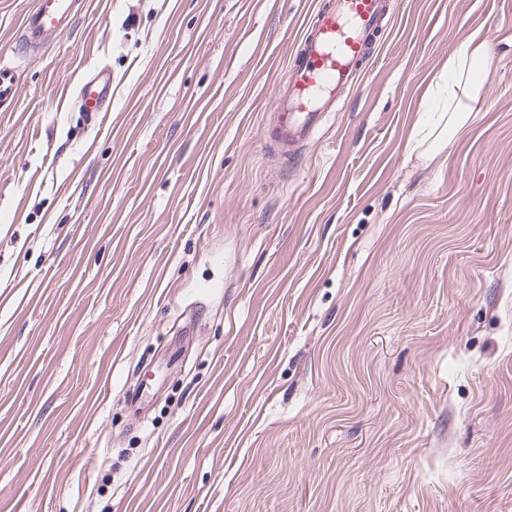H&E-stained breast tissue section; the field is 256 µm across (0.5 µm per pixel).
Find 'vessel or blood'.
Instances as JSON below:
<instances>
[{
    "instance_id": "b4317fda",
    "label": "vessel or blood",
    "mask_w": 512,
    "mask_h": 512,
    "mask_svg": "<svg viewBox=\"0 0 512 512\" xmlns=\"http://www.w3.org/2000/svg\"><path fill=\"white\" fill-rule=\"evenodd\" d=\"M392 0H319L297 40L295 59L280 81L266 129V146L294 159L335 111L337 96L365 72L383 33ZM87 0H36L20 22L18 54L46 50L71 25ZM14 66H0V106L16 97ZM84 111L99 112L112 100V74L100 70L84 78L79 92Z\"/></svg>"
}]
</instances>
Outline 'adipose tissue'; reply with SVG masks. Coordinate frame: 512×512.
Segmentation results:
<instances>
[{
	"instance_id": "ef3b65f1",
	"label": "adipose tissue",
	"mask_w": 512,
	"mask_h": 512,
	"mask_svg": "<svg viewBox=\"0 0 512 512\" xmlns=\"http://www.w3.org/2000/svg\"><path fill=\"white\" fill-rule=\"evenodd\" d=\"M491 62L489 41L480 32L471 33L458 45L447 66L433 79L424 117L413 133L415 151H441L449 132L469 122Z\"/></svg>"
}]
</instances>
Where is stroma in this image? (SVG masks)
<instances>
[{
    "label": "stroma",
    "instance_id": "obj_1",
    "mask_svg": "<svg viewBox=\"0 0 512 512\" xmlns=\"http://www.w3.org/2000/svg\"><path fill=\"white\" fill-rule=\"evenodd\" d=\"M90 2L21 59L0 0V512H512V0H395L290 164L316 0ZM477 30L480 108L423 159ZM492 62L489 40L476 31L448 56L447 66L433 78L432 92L419 126L413 132L412 151H441L448 134L464 127L484 86ZM17 75L14 66H0V106L11 104L16 97ZM79 98L85 112H102L112 101V73L102 69L96 75L82 81Z\"/></svg>",
    "mask_w": 512,
    "mask_h": 512
}]
</instances>
